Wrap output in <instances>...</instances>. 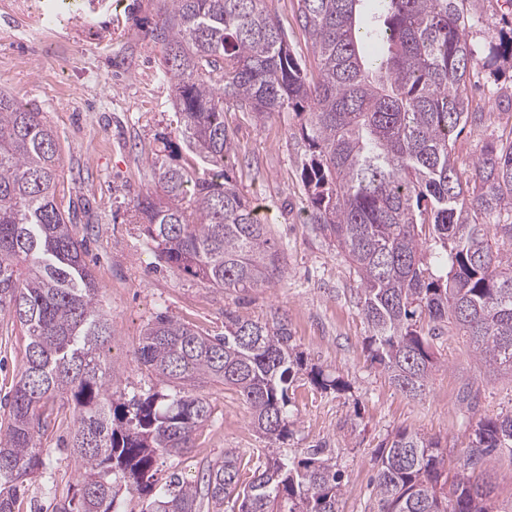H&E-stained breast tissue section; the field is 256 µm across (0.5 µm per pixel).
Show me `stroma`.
Wrapping results in <instances>:
<instances>
[{
  "label": "stroma",
  "mask_w": 512,
  "mask_h": 512,
  "mask_svg": "<svg viewBox=\"0 0 512 512\" xmlns=\"http://www.w3.org/2000/svg\"><path fill=\"white\" fill-rule=\"evenodd\" d=\"M56 0H0V90L42 112L58 137L61 157L58 204L75 211L87 243V261L111 319L107 360L127 395L154 385L135 351L145 326L166 311L196 328L219 333L225 312L261 320L280 309L298 351L301 370L289 390V434L284 454L321 446L342 474V512H374L373 461L395 432L438 439L448 475H456L478 416L512 410V377L487 373L467 337L440 336L432 343L438 366L423 395H402L369 355L367 325L357 304L356 276L332 243L307 224L294 134L299 121L284 113L264 122L228 111L226 123L238 145L235 173L242 192L257 200L271 223L285 277L274 287L219 293L156 257L131 200L152 184L148 163L160 134L170 132L173 93L164 80L163 49L147 29L157 0H72L64 22L44 35L42 16L58 13ZM473 15L469 41L484 59L491 39L512 31V8L468 0ZM476 98L491 112L483 127L464 130L456 141L460 162H470L502 129L512 125V69L480 68ZM24 341L0 316V423L5 398L16 382ZM342 379L344 390L322 389L309 373ZM210 419L197 432L188 457L160 463L158 485L172 479L196 483L206 465L232 448H265L250 424V409L234 389L207 384ZM68 431L54 427L40 443L44 466L15 512H51L66 497L77 472L62 445ZM495 512H512V454L502 452L484 474Z\"/></svg>",
  "instance_id": "obj_1"
}]
</instances>
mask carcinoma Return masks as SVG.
Segmentation results:
<instances>
[{
  "instance_id": "carcinoma-1",
  "label": "carcinoma",
  "mask_w": 512,
  "mask_h": 512,
  "mask_svg": "<svg viewBox=\"0 0 512 512\" xmlns=\"http://www.w3.org/2000/svg\"><path fill=\"white\" fill-rule=\"evenodd\" d=\"M297 0L306 51L266 0H157L150 37L164 49L176 138L200 161L181 164L159 138L153 185L132 199L158 258L217 292L281 281L279 248L259 207L231 175L235 133L224 108L262 122L293 112L307 221L350 263L374 361L416 397L436 366L430 339L466 336L489 373L512 375V132L467 166L453 136L484 125L471 88L477 59L467 0ZM57 135L0 91V314L25 339L0 431V512H14L43 466L38 447L56 401L72 410L67 443L79 470L53 512H118L119 489L154 493L145 512H340L342 484L324 448L293 458L288 391L300 356L287 317L224 312V332H201L161 311L137 362L157 386L126 397L102 349L111 341L84 240L56 201ZM205 383L238 392L270 443L253 456L224 452L198 485L155 488L156 465L195 447L211 415ZM512 451V413L477 420L453 483L440 442L396 432L375 458L378 512H494L482 479ZM253 463L241 480L243 457Z\"/></svg>"
}]
</instances>
